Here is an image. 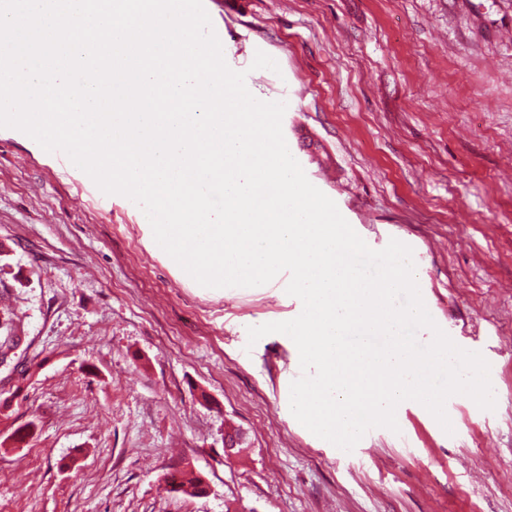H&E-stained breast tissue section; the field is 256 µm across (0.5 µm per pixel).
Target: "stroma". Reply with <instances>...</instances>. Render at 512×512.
<instances>
[{
  "label": "stroma",
  "mask_w": 512,
  "mask_h": 512,
  "mask_svg": "<svg viewBox=\"0 0 512 512\" xmlns=\"http://www.w3.org/2000/svg\"><path fill=\"white\" fill-rule=\"evenodd\" d=\"M230 68L287 104L309 181L375 250L397 239L435 322L490 364L494 410L422 406L344 452L289 408L299 354L247 329L302 311L288 273L196 283L138 206L0 128V512H512V0H204ZM278 71L252 69L256 51ZM247 434L224 458V427ZM193 470L206 497L171 493Z\"/></svg>",
  "instance_id": "stroma-1"
}]
</instances>
